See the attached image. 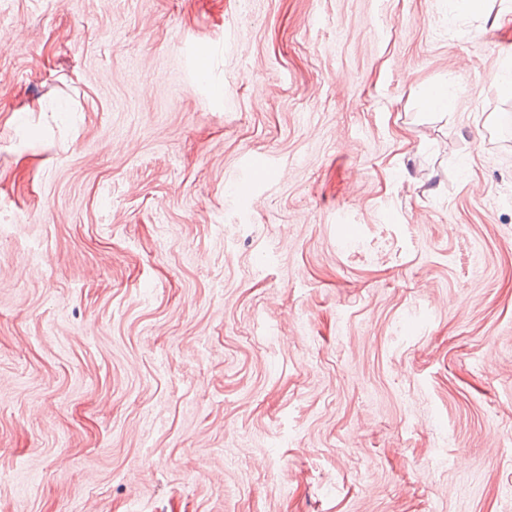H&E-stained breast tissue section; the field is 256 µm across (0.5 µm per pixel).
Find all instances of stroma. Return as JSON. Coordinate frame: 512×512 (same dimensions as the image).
Returning <instances> with one entry per match:
<instances>
[{
  "label": "stroma",
  "instance_id": "35a3bbf8",
  "mask_svg": "<svg viewBox=\"0 0 512 512\" xmlns=\"http://www.w3.org/2000/svg\"><path fill=\"white\" fill-rule=\"evenodd\" d=\"M511 59L512 0H0V512H512ZM265 178V166L261 161L247 158L238 171V205L244 211H251L254 188Z\"/></svg>",
  "mask_w": 512,
  "mask_h": 512
}]
</instances>
